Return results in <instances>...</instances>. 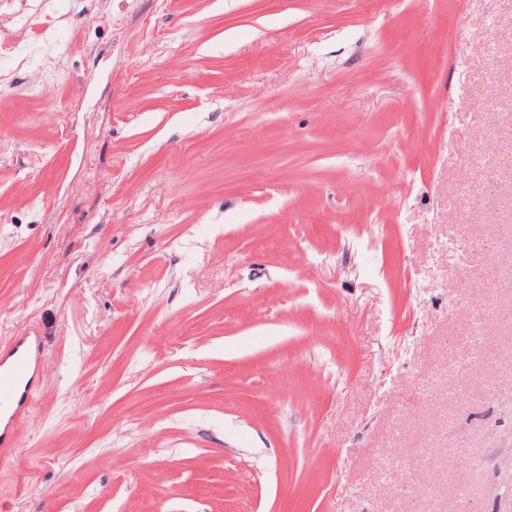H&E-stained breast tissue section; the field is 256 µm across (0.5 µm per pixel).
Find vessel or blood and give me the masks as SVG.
<instances>
[{"mask_svg": "<svg viewBox=\"0 0 512 512\" xmlns=\"http://www.w3.org/2000/svg\"><path fill=\"white\" fill-rule=\"evenodd\" d=\"M43 350L31 337H15L7 355L0 359V458L16 451L15 433L33 399L35 368Z\"/></svg>", "mask_w": 512, "mask_h": 512, "instance_id": "vessel-or-blood-1", "label": "vessel or blood"}]
</instances>
